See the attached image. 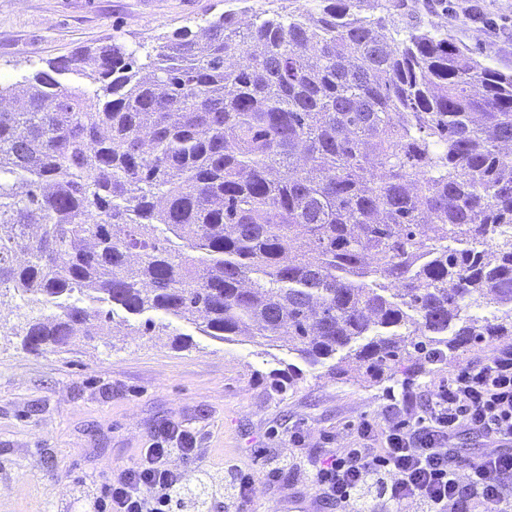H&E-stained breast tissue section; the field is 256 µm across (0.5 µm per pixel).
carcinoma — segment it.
I'll list each match as a JSON object with an SVG mask.
<instances>
[{
    "mask_svg": "<svg viewBox=\"0 0 512 512\" xmlns=\"http://www.w3.org/2000/svg\"><path fill=\"white\" fill-rule=\"evenodd\" d=\"M381 0H317L0 99V299L30 353L112 330L263 339L353 382L512 347V74ZM75 73L95 86L61 80Z\"/></svg>",
    "mask_w": 512,
    "mask_h": 512,
    "instance_id": "1",
    "label": "carcinoma"
}]
</instances>
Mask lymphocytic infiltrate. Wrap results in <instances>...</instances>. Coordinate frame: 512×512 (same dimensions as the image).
<instances>
[{
  "instance_id": "obj_1",
  "label": "lymphocytic infiltrate",
  "mask_w": 512,
  "mask_h": 512,
  "mask_svg": "<svg viewBox=\"0 0 512 512\" xmlns=\"http://www.w3.org/2000/svg\"><path fill=\"white\" fill-rule=\"evenodd\" d=\"M463 434L494 451L462 466L455 448ZM352 437L347 447L310 454L303 429H293V453H268L267 484L305 474L317 506L340 512H512V351L439 378L426 408L402 390L380 418L353 423ZM176 456L196 468L202 452L193 432L173 422L97 483L95 512H173L187 483L170 464Z\"/></svg>"
}]
</instances>
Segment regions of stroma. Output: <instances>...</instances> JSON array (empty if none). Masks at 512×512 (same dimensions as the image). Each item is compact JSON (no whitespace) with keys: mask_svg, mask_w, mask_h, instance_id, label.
<instances>
[{"mask_svg":"<svg viewBox=\"0 0 512 512\" xmlns=\"http://www.w3.org/2000/svg\"><path fill=\"white\" fill-rule=\"evenodd\" d=\"M483 24L462 15L460 0H405L411 22L437 21L478 59L512 73V0H480ZM281 0H0V83L46 68L49 61L120 40L138 57L156 53L160 38L235 10L242 22L280 10ZM23 313L0 304V512H90L95 476L128 463L156 430L177 422L194 432L202 467L216 484L207 512H230L224 469L249 467L256 479L252 512L302 500L300 484L272 488L264 480L265 448L289 453L288 433L304 427L308 451L323 454L351 442L352 423L380 416L388 389L332 376L327 366H302L292 389L274 391L294 356L261 340L222 341L177 323V336L137 331L77 342L34 355L11 333ZM478 346L427 366L412 381L418 404L430 384L461 365L493 357Z\"/></svg>","mask_w":512,"mask_h":512,"instance_id":"35a3bbf8","label":"stroma"}]
</instances>
